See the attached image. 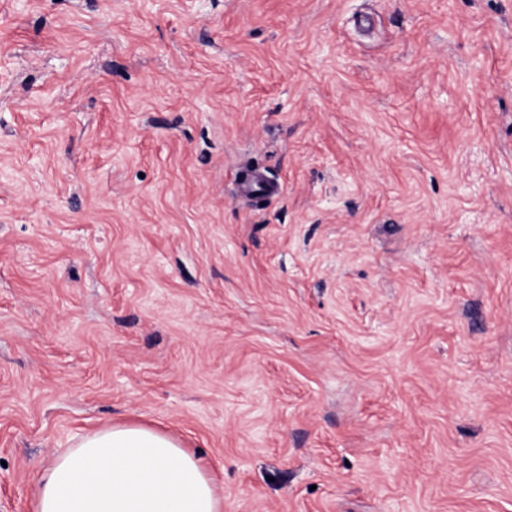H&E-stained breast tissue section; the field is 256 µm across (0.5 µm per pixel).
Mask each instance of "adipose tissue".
<instances>
[{"label": "adipose tissue", "instance_id": "adipose-tissue-1", "mask_svg": "<svg viewBox=\"0 0 512 512\" xmlns=\"http://www.w3.org/2000/svg\"><path fill=\"white\" fill-rule=\"evenodd\" d=\"M33 512H224L200 460L137 424L84 436L43 471Z\"/></svg>", "mask_w": 512, "mask_h": 512}]
</instances>
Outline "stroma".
Listing matches in <instances>:
<instances>
[{"instance_id": "stroma-1", "label": "stroma", "mask_w": 512, "mask_h": 512, "mask_svg": "<svg viewBox=\"0 0 512 512\" xmlns=\"http://www.w3.org/2000/svg\"><path fill=\"white\" fill-rule=\"evenodd\" d=\"M121 423L224 512H512V0H0V512ZM279 192L280 187L270 182L259 172H254L250 177L239 182V194L247 199L259 196L270 197Z\"/></svg>"}]
</instances>
